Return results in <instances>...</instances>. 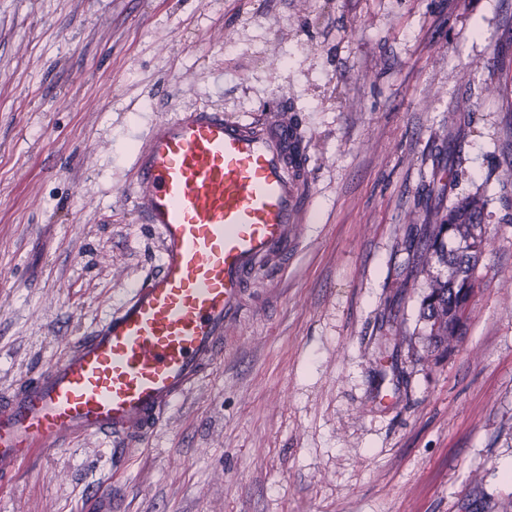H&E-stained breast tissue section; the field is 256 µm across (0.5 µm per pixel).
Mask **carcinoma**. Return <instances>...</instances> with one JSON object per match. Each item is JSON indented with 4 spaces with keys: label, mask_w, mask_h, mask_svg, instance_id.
Returning <instances> with one entry per match:
<instances>
[{
    "label": "carcinoma",
    "mask_w": 512,
    "mask_h": 512,
    "mask_svg": "<svg viewBox=\"0 0 512 512\" xmlns=\"http://www.w3.org/2000/svg\"><path fill=\"white\" fill-rule=\"evenodd\" d=\"M487 196L476 193L448 200V218L423 224L409 238L416 265L428 271L437 264L444 272L429 278L420 302V319L429 325L428 347L448 350L464 333L461 312L473 294L476 266L485 237L481 217Z\"/></svg>",
    "instance_id": "obj_1"
}]
</instances>
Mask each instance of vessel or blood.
Listing matches in <instances>:
<instances>
[{"label":"vessel or blood","instance_id":"obj_1","mask_svg":"<svg viewBox=\"0 0 512 512\" xmlns=\"http://www.w3.org/2000/svg\"><path fill=\"white\" fill-rule=\"evenodd\" d=\"M292 109L242 120L194 108L156 122L130 190L161 237L143 279L60 360L0 398V480L88 436L143 444L224 351L244 291L295 252L310 172Z\"/></svg>","mask_w":512,"mask_h":512}]
</instances>
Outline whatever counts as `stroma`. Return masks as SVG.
Returning <instances> with one entry per match:
<instances>
[{
	"instance_id": "obj_1",
	"label": "stroma",
	"mask_w": 512,
	"mask_h": 512,
	"mask_svg": "<svg viewBox=\"0 0 512 512\" xmlns=\"http://www.w3.org/2000/svg\"><path fill=\"white\" fill-rule=\"evenodd\" d=\"M512 0H0V393L154 274L153 121L287 98L312 208L224 353L129 461L88 438L0 512H512ZM469 113L456 188L449 110ZM484 191L465 332L426 351L405 241Z\"/></svg>"
}]
</instances>
